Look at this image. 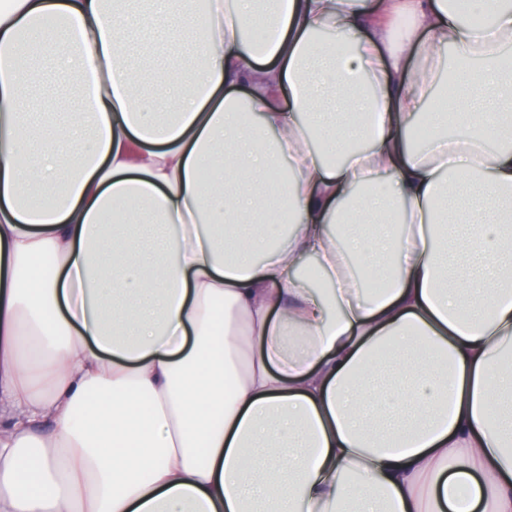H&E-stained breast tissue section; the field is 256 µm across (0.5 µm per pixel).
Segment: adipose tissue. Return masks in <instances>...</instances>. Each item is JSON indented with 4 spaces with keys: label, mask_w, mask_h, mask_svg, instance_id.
Listing matches in <instances>:
<instances>
[{
    "label": "adipose tissue",
    "mask_w": 512,
    "mask_h": 512,
    "mask_svg": "<svg viewBox=\"0 0 512 512\" xmlns=\"http://www.w3.org/2000/svg\"><path fill=\"white\" fill-rule=\"evenodd\" d=\"M141 2L0 7V512H512V6Z\"/></svg>",
    "instance_id": "ef3b65f1"
}]
</instances>
